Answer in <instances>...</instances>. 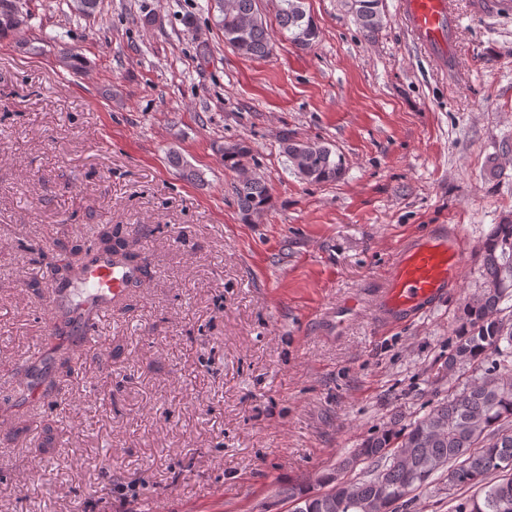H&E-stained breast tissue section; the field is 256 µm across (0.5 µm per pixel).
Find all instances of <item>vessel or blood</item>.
I'll return each instance as SVG.
<instances>
[{
    "mask_svg": "<svg viewBox=\"0 0 512 512\" xmlns=\"http://www.w3.org/2000/svg\"><path fill=\"white\" fill-rule=\"evenodd\" d=\"M398 8L416 43L441 66L450 65L456 19L449 0H399ZM459 259L455 239L445 232L418 235L398 247L375 303L379 323L390 326L425 313L452 284ZM137 278L136 269L105 256L87 264L80 287L73 292L82 343L95 342L99 317Z\"/></svg>",
    "mask_w": 512,
    "mask_h": 512,
    "instance_id": "obj_1",
    "label": "vessel or blood"
}]
</instances>
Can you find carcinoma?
Returning <instances> with one entry per match:
<instances>
[{
    "mask_svg": "<svg viewBox=\"0 0 512 512\" xmlns=\"http://www.w3.org/2000/svg\"><path fill=\"white\" fill-rule=\"evenodd\" d=\"M355 16L364 36H373L382 26V0H355ZM225 43L250 59H264L273 48V35L259 0H215ZM308 14L303 0H275V21L281 38L299 49L314 46L317 32L305 31ZM25 22L20 0H0V38ZM248 33L243 44L235 33L243 24ZM282 153L295 174L309 183L336 179L341 158L329 146L291 138L282 139ZM249 148L243 143L224 146V167L239 173L233 186L236 202L245 214H257L265 205L268 189L259 176L243 174ZM77 261L68 267L47 263L59 288L80 280L84 266L106 255L135 268L140 278L150 277V267L138 239L118 225H103L91 246L71 247ZM483 286L462 306L460 341L448 355V375L471 361L491 358L490 366L477 376L457 383L448 397L437 402L424 416L398 430L386 429L366 440L343 460L344 469L367 464L362 475L351 480L359 502L351 503L335 491L337 478H321L329 489L319 493L303 487L288 488L294 512H363L362 504L377 503L380 512H395L415 492L435 480L448 487L477 485L479 492L459 503L455 512H512V323L503 316V304L512 300V222L494 224L481 251ZM77 318L65 313L50 328V335L74 340Z\"/></svg>",
    "mask_w": 512,
    "mask_h": 512,
    "instance_id": "1",
    "label": "carcinoma"
}]
</instances>
